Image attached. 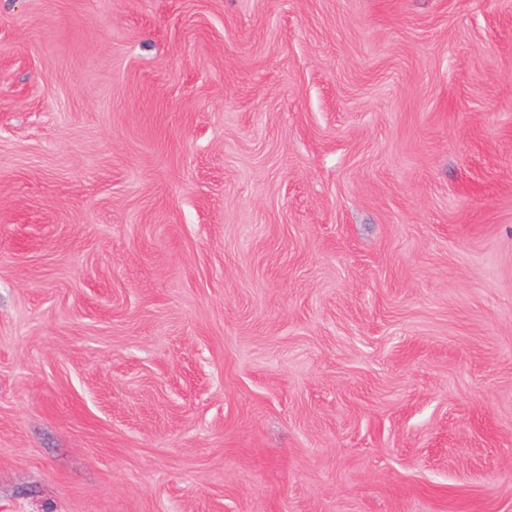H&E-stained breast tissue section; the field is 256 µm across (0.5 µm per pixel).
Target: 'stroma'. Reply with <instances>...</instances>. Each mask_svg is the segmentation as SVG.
<instances>
[{
    "label": "stroma",
    "instance_id": "35a3bbf8",
    "mask_svg": "<svg viewBox=\"0 0 512 512\" xmlns=\"http://www.w3.org/2000/svg\"><path fill=\"white\" fill-rule=\"evenodd\" d=\"M0 512H512V0H0Z\"/></svg>",
    "mask_w": 512,
    "mask_h": 512
}]
</instances>
